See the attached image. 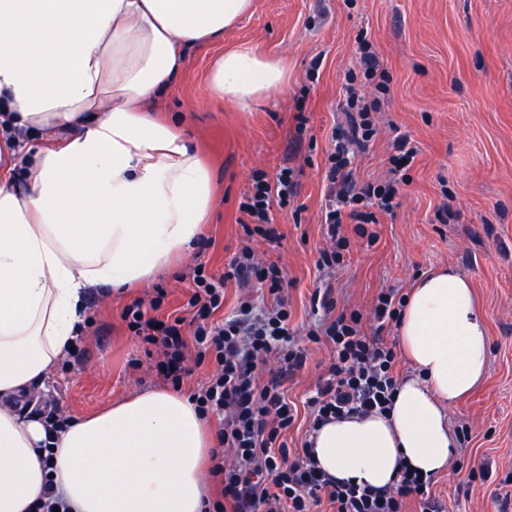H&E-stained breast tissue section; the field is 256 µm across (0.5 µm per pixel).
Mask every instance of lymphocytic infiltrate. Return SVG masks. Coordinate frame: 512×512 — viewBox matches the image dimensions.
I'll list each match as a JSON object with an SVG mask.
<instances>
[{
	"mask_svg": "<svg viewBox=\"0 0 512 512\" xmlns=\"http://www.w3.org/2000/svg\"><path fill=\"white\" fill-rule=\"evenodd\" d=\"M355 82L354 75H346L349 133L337 144L325 175L331 196L324 218L328 244L319 253L318 265L331 271L340 266L349 246L341 231L344 221H354L355 233L375 243L377 235L369 226L376 223L377 212L393 211L397 194L395 181L361 185L353 175L349 148L370 142L375 132L371 114L378 109L377 99L359 95ZM296 190L290 167L280 169L272 181L253 176L240 204L248 217L242 225L247 244L223 274L207 271L201 262L193 267L190 320L161 322L154 317L166 295L161 288L150 300L127 305L123 318L133 335L147 344V356L155 357L158 376L173 386H180L189 373L188 347H195L197 360L214 362L207 385L194 396L201 414L215 415L219 421L210 475L222 489L213 512H311L325 506L331 512H406L410 500L417 501L422 512H434L431 478L405 469L397 483L383 489L341 483L317 469L310 441L294 450L288 447L286 433L295 414L284 385L304 369L307 353L292 342L282 268L274 261H257L250 242L257 237L279 242L270 212L274 205L289 204ZM231 282L242 289L266 287L272 307L262 311L244 299L224 321H215ZM404 305L398 289L386 288L378 292L369 312L340 310L332 287L315 289L312 306L322 316L307 336L313 343L328 344L332 358L326 375L305 400L310 430L332 418L388 410L400 385L395 346L384 337L366 335L362 324L368 315L383 329L399 324Z\"/></svg>",
	"mask_w": 512,
	"mask_h": 512,
	"instance_id": "lymphocytic-infiltrate-1",
	"label": "lymphocytic infiltrate"
}]
</instances>
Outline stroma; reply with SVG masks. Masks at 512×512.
Returning a JSON list of instances; mask_svg holds the SVG:
<instances>
[{
	"mask_svg": "<svg viewBox=\"0 0 512 512\" xmlns=\"http://www.w3.org/2000/svg\"><path fill=\"white\" fill-rule=\"evenodd\" d=\"M363 38L390 81L375 115L377 134L356 155V176L389 178L397 134L408 135L417 154L398 186L394 214L377 215L378 242L367 246L346 228L350 245L333 279L336 305L369 310L380 289L409 292L439 266L471 280L488 327V372L476 392L448 409L452 428L468 426L471 439L455 446L433 492L444 512H499V482L512 472V0H253L223 41L187 48L182 72L155 106L180 124L211 170L213 207L203 230L211 245L147 287L109 300L91 290L93 322L81 333L79 354L65 356L39 396L81 416L163 386L122 318L124 307L162 288L159 316L185 315L186 273L203 261L223 274L243 245L240 202L253 174L272 179L285 166L294 168L298 187L290 206L273 213L281 239H257L252 247L259 259L285 268L291 325L303 340L325 244L327 155L334 130L347 124L342 82L346 72L361 70ZM244 43L288 63L287 87L245 108L207 93L212 58ZM443 204L451 214L445 224L434 218ZM330 355L329 347L310 345L305 369L285 385L291 401L303 403ZM135 361L140 369H132ZM481 462L491 478L468 483L470 467Z\"/></svg>",
	"mask_w": 512,
	"mask_h": 512,
	"instance_id": "obj_1",
	"label": "stroma"
}]
</instances>
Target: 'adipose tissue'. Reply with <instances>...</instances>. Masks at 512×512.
Wrapping results in <instances>:
<instances>
[{"mask_svg": "<svg viewBox=\"0 0 512 512\" xmlns=\"http://www.w3.org/2000/svg\"><path fill=\"white\" fill-rule=\"evenodd\" d=\"M252 0H0V512H29L47 476L69 512H204L216 436L195 401L134 393L53 432L16 401L43 387L84 320L85 288H130L191 250L209 169L153 102L189 46L222 41ZM282 60L242 44L210 64L240 106L284 88ZM398 343L417 374L388 413L333 419L320 470L381 488L448 469L446 405L483 380L489 340L471 283L441 268L406 297ZM52 464L44 466L43 448Z\"/></svg>", "mask_w": 512, "mask_h": 512, "instance_id": "ef3b65f1", "label": "adipose tissue"}]
</instances>
